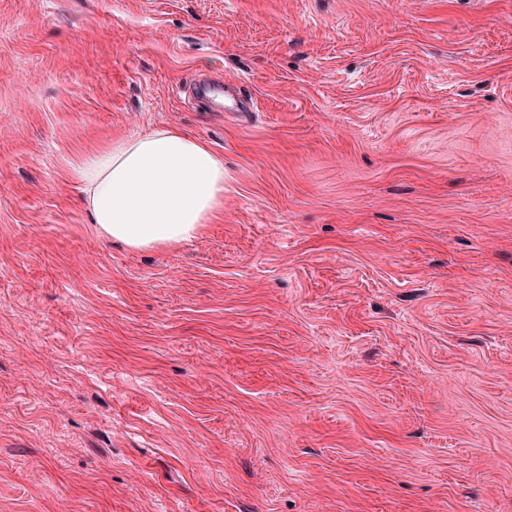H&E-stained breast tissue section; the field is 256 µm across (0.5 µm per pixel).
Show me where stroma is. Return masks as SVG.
<instances>
[{
  "mask_svg": "<svg viewBox=\"0 0 512 512\" xmlns=\"http://www.w3.org/2000/svg\"><path fill=\"white\" fill-rule=\"evenodd\" d=\"M162 125L224 211L132 250ZM0 512H512V0H0ZM71 178L98 234L133 250L192 239L224 208V160L175 126L91 152Z\"/></svg>",
  "mask_w": 512,
  "mask_h": 512,
  "instance_id": "stroma-1",
  "label": "stroma"
}]
</instances>
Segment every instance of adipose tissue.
I'll return each instance as SVG.
<instances>
[{"instance_id":"1","label":"adipose tissue","mask_w":512,"mask_h":512,"mask_svg":"<svg viewBox=\"0 0 512 512\" xmlns=\"http://www.w3.org/2000/svg\"><path fill=\"white\" fill-rule=\"evenodd\" d=\"M71 178L98 234L133 250L192 239L224 207L223 159L174 126L85 155Z\"/></svg>"}]
</instances>
